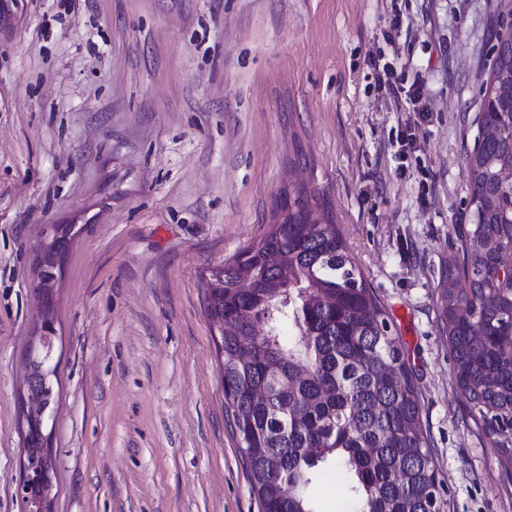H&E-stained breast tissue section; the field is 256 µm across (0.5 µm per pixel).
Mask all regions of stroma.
Returning a JSON list of instances; mask_svg holds the SVG:
<instances>
[{
    "mask_svg": "<svg viewBox=\"0 0 512 512\" xmlns=\"http://www.w3.org/2000/svg\"><path fill=\"white\" fill-rule=\"evenodd\" d=\"M497 0H0V512L44 230L57 272L54 512H259L226 427L214 268L281 193L333 217L399 336L447 512H512L435 307ZM421 82L426 118L392 86ZM314 512H356L332 467Z\"/></svg>",
    "mask_w": 512,
    "mask_h": 512,
    "instance_id": "1",
    "label": "stroma"
}]
</instances>
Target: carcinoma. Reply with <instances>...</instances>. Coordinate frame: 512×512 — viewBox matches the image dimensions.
<instances>
[{"mask_svg":"<svg viewBox=\"0 0 512 512\" xmlns=\"http://www.w3.org/2000/svg\"><path fill=\"white\" fill-rule=\"evenodd\" d=\"M497 8L465 167L471 222L445 262L451 286L439 288L436 308L468 415L512 467V103L502 94L512 82V0ZM288 197V219L216 269L224 294L206 303L212 323L227 326V428L243 442L261 512H312L307 489L328 460L359 512H444L399 337L336 225L311 223L305 189Z\"/></svg>","mask_w":512,"mask_h":512,"instance_id":"carcinoma-1","label":"carcinoma"}]
</instances>
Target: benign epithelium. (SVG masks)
I'll list each match as a JSON object with an SVG mask.
<instances>
[{
    "mask_svg": "<svg viewBox=\"0 0 512 512\" xmlns=\"http://www.w3.org/2000/svg\"><path fill=\"white\" fill-rule=\"evenodd\" d=\"M72 228L51 226L45 231V241L40 248L38 278L35 288L44 302L45 309L34 326L32 344L26 360L23 416L20 423L23 438L22 478L15 496L21 512H53L54 456L48 448L49 421L54 419L56 407L45 404L37 388L54 386L57 364L54 363L55 317L50 309L56 282L61 245ZM40 444L39 455L31 454L29 443Z\"/></svg>",
    "mask_w": 512,
    "mask_h": 512,
    "instance_id": "7a95c632",
    "label": "benign epithelium"
}]
</instances>
